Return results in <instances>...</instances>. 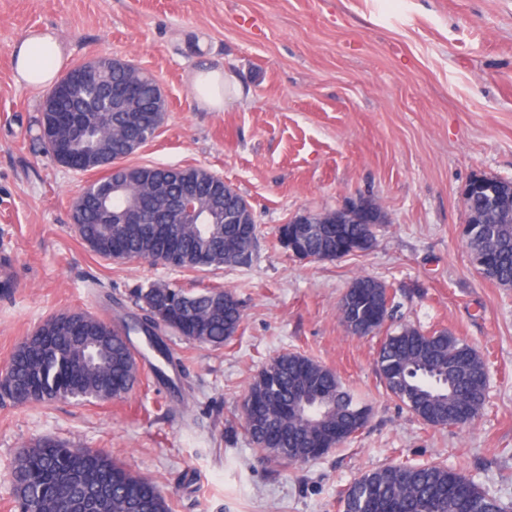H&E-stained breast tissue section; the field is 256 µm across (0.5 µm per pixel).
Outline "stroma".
Here are the masks:
<instances>
[{
    "label": "stroma",
    "mask_w": 512,
    "mask_h": 512,
    "mask_svg": "<svg viewBox=\"0 0 512 512\" xmlns=\"http://www.w3.org/2000/svg\"><path fill=\"white\" fill-rule=\"evenodd\" d=\"M49 26L66 66L117 57L152 73L168 103L133 165L201 166L251 204L250 264L171 270L95 254L73 204L97 179L56 163L38 139L43 92L17 85L10 45ZM220 69L224 109L201 105L196 70ZM512 181V0H0V370L50 317L136 313L137 289L221 287L243 322L221 346L172 334L191 390L139 380L125 398L14 405L0 399V512H16L11 472L43 438L103 452L153 478L174 512H341L362 473L400 462L460 470L512 510V288L474 266L461 226L476 175ZM364 196L389 220L372 250L303 261L275 246L289 217ZM367 276L394 296L388 327L445 329L489 370L473 427H432L386 390L378 337L348 335L339 305ZM307 355L371 409L351 442L278 467L241 418L272 358Z\"/></svg>",
    "instance_id": "obj_1"
}]
</instances>
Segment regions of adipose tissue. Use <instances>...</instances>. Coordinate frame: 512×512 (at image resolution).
I'll use <instances>...</instances> for the list:
<instances>
[{
    "label": "adipose tissue",
    "instance_id": "obj_1",
    "mask_svg": "<svg viewBox=\"0 0 512 512\" xmlns=\"http://www.w3.org/2000/svg\"><path fill=\"white\" fill-rule=\"evenodd\" d=\"M10 57L16 84L46 90L58 80L65 45L56 29H33L11 45Z\"/></svg>",
    "mask_w": 512,
    "mask_h": 512
}]
</instances>
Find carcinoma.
<instances>
[{"label":"carcinoma","mask_w":512,"mask_h":512,"mask_svg":"<svg viewBox=\"0 0 512 512\" xmlns=\"http://www.w3.org/2000/svg\"><path fill=\"white\" fill-rule=\"evenodd\" d=\"M70 77L86 86L126 84L130 96L150 114L162 97L147 74L134 76L125 69L98 72L87 64L69 70ZM52 110L72 111L68 88L59 80L46 93ZM39 133L47 152L60 164L111 149V168L102 180L112 183V169H121L128 151L121 138L106 129L66 143L60 153L58 136L47 112L38 118ZM125 136L147 143L156 136L152 124L130 129ZM196 186L201 202L224 193V181L203 167H170ZM158 166H133L123 175L122 198L151 212L163 197L145 192L142 180ZM244 197L232 193L224 200V212L236 217L222 224H184L175 220V236H157L150 224L105 222L97 196H80L79 237L94 244V253L112 257L118 250L131 260L166 265L170 250L181 253L178 269L198 271L221 266L246 265L257 247L259 228L253 213L237 211ZM474 222L463 229V238L479 273L499 285L512 286V220L493 207L484 194L464 201ZM374 224L316 225L308 236L297 225L282 224L275 232L277 245L303 260L314 257L334 261L370 251L376 241ZM391 298L386 286L368 277L357 278L339 305L341 322L348 333L364 337L380 327L381 315H390ZM135 305L142 315L133 325H118L83 311L48 319L19 345L0 383V398L17 405L50 404L59 399L109 401L127 395L138 380L131 335H144L146 346L160 365L154 379L172 382L175 370L187 379L183 362L176 358L163 335L167 332L201 344L220 346L230 340L242 323V311L233 294L222 288L188 291L164 283L138 289ZM381 380L390 394L425 424L447 427L472 425L481 414L487 383L480 355L446 329L431 333L402 325L388 333L377 357ZM258 410L244 424L255 449L280 466L303 464L320 458L356 437L370 418L368 406L347 391L330 368L299 353L286 352L268 362L246 393ZM17 512H60L61 492L68 494L75 512L104 502L108 512H173L171 498L158 483L136 475L98 451L75 448L46 439L24 449L12 472ZM343 512H503L500 501L461 471L441 464H388L363 473L341 498Z\"/></svg>","instance_id":"1"}]
</instances>
